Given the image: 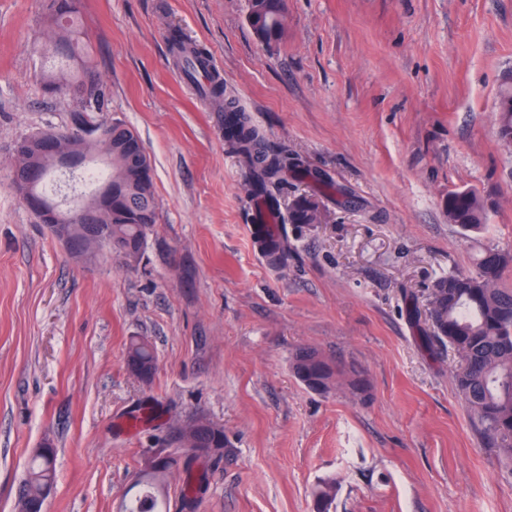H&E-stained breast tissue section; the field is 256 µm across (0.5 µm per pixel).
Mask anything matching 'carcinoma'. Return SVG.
Returning <instances> with one entry per match:
<instances>
[{"label": "carcinoma", "mask_w": 512, "mask_h": 512, "mask_svg": "<svg viewBox=\"0 0 512 512\" xmlns=\"http://www.w3.org/2000/svg\"><path fill=\"white\" fill-rule=\"evenodd\" d=\"M42 7L47 25L40 32L39 41L44 46L45 58L58 62L48 75L51 82L47 90L79 103V109L72 113L75 127L98 130L106 123L96 121L94 113L104 109L106 88L81 55L75 38L79 0H43ZM248 21L260 42L278 41L284 30V0H249ZM169 45L177 65L184 73L193 74L194 63L205 56L204 49L186 44L176 29L170 33ZM201 94L224 110L225 142L240 159L257 208L274 214L278 208L276 192L290 172L301 180L315 181L321 192L337 191L332 181L320 178L290 156L288 150L262 145L245 114L225 98L220 83L210 81L201 88ZM496 121L499 130H512V79L505 81L500 91ZM72 147L92 159L103 157L109 166L105 180L117 187L108 220L112 224V240L123 246L146 236L145 225L156 223L157 204L153 165L138 132L116 120L112 122V145L97 139L75 138ZM447 205L448 221L461 231L476 232L486 225L487 208L475 192L451 191ZM508 268H512V250L489 246L477 257L474 273L448 274L437 279L429 307L432 335L424 336V340L429 347L435 342L446 343L458 355L456 382L462 400L487 446L497 449L504 465L512 468V289L500 285L502 273ZM126 362L144 366L145 371L137 377L148 382L156 369L154 348L144 338L134 339L129 344ZM293 371L309 388L321 391L328 390L340 376L311 350L296 354ZM180 431L191 434L199 441V447L208 449L203 459L222 454L224 427L209 422L185 425ZM178 457L176 452L168 453L152 472H140L141 489L136 495L140 510L129 512H170L163 487L174 473L181 480V509H195L207 474L196 466V458L181 463ZM54 477L55 450L41 448L31 459L20 502L40 500L45 484Z\"/></svg>", "instance_id": "1"}]
</instances>
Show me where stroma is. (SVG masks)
Returning <instances> with one entry per match:
<instances>
[{
  "label": "stroma",
  "instance_id": "obj_1",
  "mask_svg": "<svg viewBox=\"0 0 512 512\" xmlns=\"http://www.w3.org/2000/svg\"><path fill=\"white\" fill-rule=\"evenodd\" d=\"M81 38L107 87L101 119L135 128L155 168L158 219L139 265L74 259L9 179L23 135L68 125L42 90L40 0H0V512H18L38 448L57 450L46 512H124L144 457L173 427L224 428L194 512H512V475L485 447L447 346L426 347L429 293L512 247V149L496 99L512 70V0H286L285 32L258 42L248 0H82ZM178 28L210 53L268 145L340 186L289 179L316 224H284L263 262L251 202L218 111L176 65ZM471 189L485 230L449 224ZM154 345L144 383L132 338ZM363 380L315 391L299 350Z\"/></svg>",
  "mask_w": 512,
  "mask_h": 512
}]
</instances>
